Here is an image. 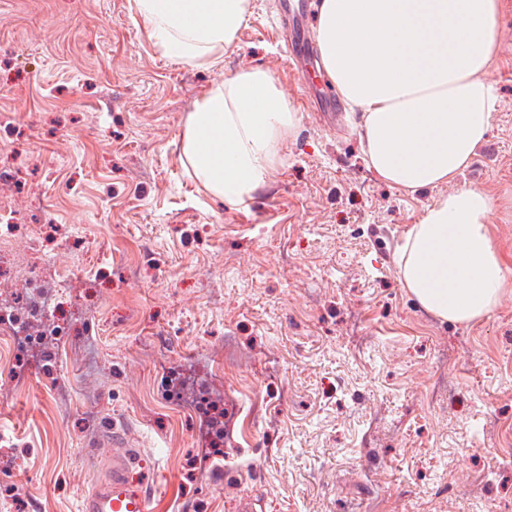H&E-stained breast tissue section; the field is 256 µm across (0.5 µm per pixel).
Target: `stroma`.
<instances>
[{"label":"stroma","instance_id":"stroma-1","mask_svg":"<svg viewBox=\"0 0 512 512\" xmlns=\"http://www.w3.org/2000/svg\"><path fill=\"white\" fill-rule=\"evenodd\" d=\"M280 0L216 65L165 57L134 0H0V283L28 317L58 288L50 352L0 344V512H80L127 426L150 512H512V285L484 318L423 311L398 280L406 230L444 184L368 170L326 74L288 65ZM488 78L498 106L465 183L512 282V6ZM270 72L299 115L244 206L205 194L181 134L210 86ZM224 391L216 437L174 373ZM95 393L86 403L85 389Z\"/></svg>","mask_w":512,"mask_h":512}]
</instances>
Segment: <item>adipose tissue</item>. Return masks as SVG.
Returning <instances> with one entry per match:
<instances>
[{"label": "adipose tissue", "mask_w": 512, "mask_h": 512, "mask_svg": "<svg viewBox=\"0 0 512 512\" xmlns=\"http://www.w3.org/2000/svg\"><path fill=\"white\" fill-rule=\"evenodd\" d=\"M166 56L214 64L248 19L252 0H135ZM505 0H320L321 62L382 180L413 192L456 183L411 225L398 248L404 288L427 312L470 324L490 313L505 271L488 231L496 200L458 185L485 141L498 103L488 80ZM298 117L272 75L249 69L215 82L195 103L182 153L200 186L230 205L263 188L276 146Z\"/></svg>", "instance_id": "obj_1"}]
</instances>
